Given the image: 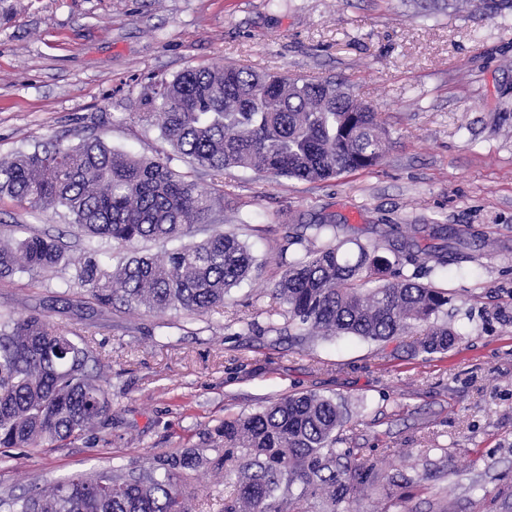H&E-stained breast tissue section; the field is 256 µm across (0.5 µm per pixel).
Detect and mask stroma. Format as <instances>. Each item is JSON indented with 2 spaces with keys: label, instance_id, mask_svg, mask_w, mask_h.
Returning <instances> with one entry per match:
<instances>
[{
  "label": "stroma",
  "instance_id": "35a3bbf8",
  "mask_svg": "<svg viewBox=\"0 0 512 512\" xmlns=\"http://www.w3.org/2000/svg\"><path fill=\"white\" fill-rule=\"evenodd\" d=\"M238 64L332 79L372 105L393 146L372 169L325 182L224 175V227L259 276L202 316L75 311L84 244L63 216L0 200V240L63 235L70 262L0 279V311L39 313L111 364L112 409L63 448H0V499L30 475L49 485L77 472L142 470L199 443L225 415L293 394L342 400V445L377 480L353 512H512V10L448 0H0V157L60 138H101L138 157H171L142 99L160 78ZM335 217L339 236L385 245L437 224L446 264L400 262L447 290L458 338L447 355L409 356L416 335L292 338L270 319L297 222ZM250 331H242V323ZM184 492L219 512L227 489L209 467Z\"/></svg>",
  "mask_w": 512,
  "mask_h": 512
}]
</instances>
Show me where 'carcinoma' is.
I'll use <instances>...</instances> for the list:
<instances>
[{
	"label": "carcinoma",
	"mask_w": 512,
	"mask_h": 512,
	"mask_svg": "<svg viewBox=\"0 0 512 512\" xmlns=\"http://www.w3.org/2000/svg\"><path fill=\"white\" fill-rule=\"evenodd\" d=\"M162 138L198 173L224 182V171L307 182L371 169L390 146L379 113L330 80L294 79L226 65L191 68L161 79L144 99ZM0 197L57 211L89 250L110 244L115 264L87 260L75 284L100 307L118 302L158 313L204 315L260 265L224 223L223 197L177 173L169 159L144 160L99 138L48 141L0 159ZM206 237L197 240L196 234ZM325 244H320V241ZM180 245L158 257L140 242ZM303 252L274 288L299 335L356 336L390 342L413 330L414 352L445 354L457 334L438 323L448 293L403 275L377 245L337 241V224H297ZM411 262L420 240L389 243ZM60 238L34 234L0 243V278L38 275L64 262ZM102 358L40 315L0 314V447H63L80 440L111 410ZM349 422L342 406L316 393L289 395L252 414L226 416L212 434L224 453L160 457L136 474H75L44 489L0 499L6 512H191L181 481L202 465L224 471L233 492L222 512H350L369 489L373 466L337 447Z\"/></svg>",
	"instance_id": "obj_1"
}]
</instances>
